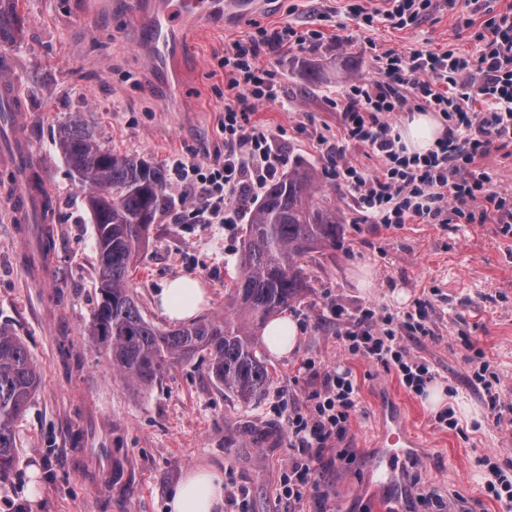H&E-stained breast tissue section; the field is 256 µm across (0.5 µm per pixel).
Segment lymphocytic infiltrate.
I'll return each mask as SVG.
<instances>
[{
    "instance_id": "lymphocytic-infiltrate-1",
    "label": "lymphocytic infiltrate",
    "mask_w": 512,
    "mask_h": 512,
    "mask_svg": "<svg viewBox=\"0 0 512 512\" xmlns=\"http://www.w3.org/2000/svg\"><path fill=\"white\" fill-rule=\"evenodd\" d=\"M388 2L383 13L359 8L352 10L351 19L366 28L380 17L401 29L434 7L433 0ZM486 28L475 57L452 50L383 52L376 57L377 79L355 82L337 99L343 136L325 145L328 170L371 223L402 224L411 217L436 221L446 213L463 216L480 200L502 233H512V201L492 191L489 175L474 166L477 156L512 142V12L493 15ZM306 41L289 26L272 33L263 29L225 53L224 66L234 75V99L224 107V154L204 165L171 162V172L192 199V214L199 223H234L233 198L262 187L284 165L267 134L249 123L257 103L276 98L271 73L256 67L255 58L261 45ZM415 108L437 113L444 122L435 149L423 155L405 152L393 121L395 115ZM352 143L382 158L379 174H367L347 162ZM430 307L429 300L419 298L410 310L399 313L365 307L352 315L336 303L328 304L327 311L341 324L338 338L349 354L395 371L403 386L418 394L434 381L436 372L411 354L406 341L429 336ZM359 406L350 374L333 370L322 373L319 389L309 394L305 405L289 411L293 455L282 486L289 512H298L305 492L316 488L315 461L346 434Z\"/></svg>"
}]
</instances>
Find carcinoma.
<instances>
[{"label": "carcinoma", "instance_id": "cac0c4a2", "mask_svg": "<svg viewBox=\"0 0 512 512\" xmlns=\"http://www.w3.org/2000/svg\"><path fill=\"white\" fill-rule=\"evenodd\" d=\"M22 26L16 0H0V39L14 38ZM55 147L79 176L84 205L96 224L98 298L86 332L112 370L147 390L174 365L204 354L210 376L225 394L244 404L261 398L271 376L257 349V333L300 300L312 253L336 247L342 231V212L316 195L317 169L295 165L267 182L261 196L240 199L249 219L224 317L161 328L145 318L130 273L151 224L171 208L165 170L104 148L79 116L60 127ZM40 385L23 341L0 327V476L16 465L14 424Z\"/></svg>", "mask_w": 512, "mask_h": 512}]
</instances>
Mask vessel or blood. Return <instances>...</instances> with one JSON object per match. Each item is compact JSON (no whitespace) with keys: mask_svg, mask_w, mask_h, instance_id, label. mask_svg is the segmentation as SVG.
I'll list each match as a JSON object with an SVG mask.
<instances>
[{"mask_svg":"<svg viewBox=\"0 0 512 512\" xmlns=\"http://www.w3.org/2000/svg\"><path fill=\"white\" fill-rule=\"evenodd\" d=\"M255 0H164L152 20V39L157 62L175 66L184 29L176 18L199 20L205 16L221 15L237 18L250 14ZM33 158L29 149L0 156V167L14 172L11 205L18 211L32 209L28 185L20 171L29 167ZM377 452L370 460V486L373 493L389 499L401 497L405 489V465L419 448L398 406L386 405L378 413Z\"/></svg>","mask_w":512,"mask_h":512,"instance_id":"b4317fda","label":"vessel or blood"}]
</instances>
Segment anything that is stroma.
I'll return each mask as SVG.
<instances>
[{"label": "stroma", "mask_w": 512, "mask_h": 512, "mask_svg": "<svg viewBox=\"0 0 512 512\" xmlns=\"http://www.w3.org/2000/svg\"><path fill=\"white\" fill-rule=\"evenodd\" d=\"M354 5L388 7L386 0H261L245 20H200L174 73L152 62L151 5L135 15L127 0H18L25 22L15 39L0 41V59L12 65L20 132L51 192L54 248L46 260L31 261L30 236L3 195L12 174L0 169V327L26 343L42 374L16 423L17 462L0 478V512H166L168 490L187 469L203 465L224 474V512H284L281 489L292 455L288 411L320 387L303 369L309 358L321 370L350 372L360 409L317 462L319 485L304 498V512H381L368 489V458L376 402L390 395L404 404L423 445L408 467L409 491L397 512H503L486 496L477 460L487 454L512 460V426H495L472 381L469 357L479 352L500 379L502 399L512 400V236L478 217L453 216L445 224L411 218L388 227L365 222L328 175L319 142L343 135L336 99L349 82L348 68H356L357 79H374V57L388 49L477 55L488 16L468 0L452 7L440 0L405 28L379 20L360 29L349 19ZM286 26L317 37L261 50L256 65L273 75L278 97L256 104L250 122L268 133L287 166H316L322 189L345 219L335 248L310 262L309 286L289 313L299 326L298 346L288 356L268 357L271 385L251 404L226 395L201 354L175 365L151 389H136L86 334L97 300L95 226L55 149L58 130L79 114L115 154L163 167L176 158L208 161L224 151V106L232 100L225 51L257 28ZM311 67L323 74L314 85L306 80ZM166 192L172 209L151 226L131 273L134 295L145 317L165 328L170 321L157 310L156 294L167 281L192 276L207 290L202 316L223 317L248 215L240 213L233 224H194L174 178H167ZM47 265L55 270L50 281L42 278ZM363 268L372 281L367 288L356 280ZM398 289L406 302L424 296L433 306L430 337L409 348L434 367L435 383L455 410V429L439 428L434 410L395 372L350 355L336 341L328 303L353 313L369 305L396 312L405 304L393 297ZM63 344L70 360L59 353ZM78 431L84 439L76 448ZM105 434L112 438V485L99 493L90 451ZM34 478L36 497L27 491ZM427 492L437 494V502H421Z\"/></svg>", "instance_id": "35a3bbf8"}]
</instances>
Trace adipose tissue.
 Wrapping results in <instances>:
<instances>
[{
	"instance_id": "obj_1",
	"label": "adipose tissue",
	"mask_w": 512,
	"mask_h": 512,
	"mask_svg": "<svg viewBox=\"0 0 512 512\" xmlns=\"http://www.w3.org/2000/svg\"><path fill=\"white\" fill-rule=\"evenodd\" d=\"M444 127L430 112H417L401 130V143L407 153L425 154L433 149ZM205 290L196 279L183 276L165 284L157 297L163 315L174 321H187L200 311ZM168 512H224V475L199 466L186 471L167 494Z\"/></svg>"
}]
</instances>
